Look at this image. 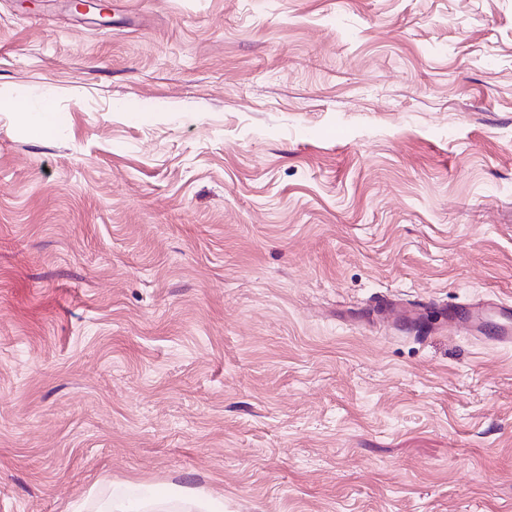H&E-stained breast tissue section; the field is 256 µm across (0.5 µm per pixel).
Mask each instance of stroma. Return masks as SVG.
<instances>
[{
    "label": "stroma",
    "instance_id": "obj_1",
    "mask_svg": "<svg viewBox=\"0 0 512 512\" xmlns=\"http://www.w3.org/2000/svg\"><path fill=\"white\" fill-rule=\"evenodd\" d=\"M101 3L0 0V512H512V0Z\"/></svg>",
    "mask_w": 512,
    "mask_h": 512
}]
</instances>
